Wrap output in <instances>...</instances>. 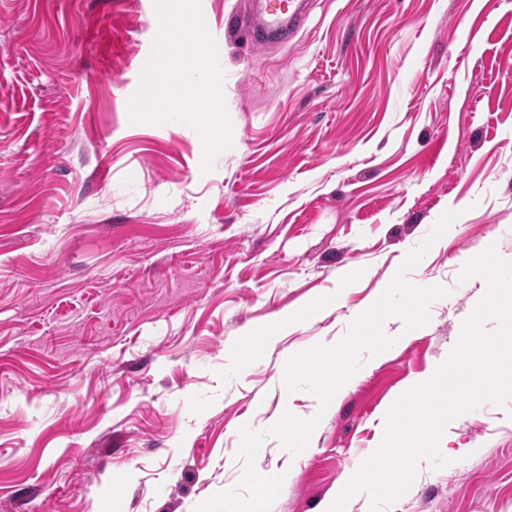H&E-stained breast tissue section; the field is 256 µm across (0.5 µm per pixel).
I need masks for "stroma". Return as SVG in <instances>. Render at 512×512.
Segmentation results:
<instances>
[{"mask_svg":"<svg viewBox=\"0 0 512 512\" xmlns=\"http://www.w3.org/2000/svg\"><path fill=\"white\" fill-rule=\"evenodd\" d=\"M201 0L233 147L203 171L189 125L133 124L153 0H0V512H195L238 489L239 428L271 512H319L512 257V0H306L252 47ZM448 210L406 279L444 298L410 344L362 353L300 453L269 435L282 356L340 342ZM311 304L239 371L252 332ZM383 512H512V402L453 420Z\"/></svg>","mask_w":512,"mask_h":512,"instance_id":"obj_1","label":"stroma"}]
</instances>
